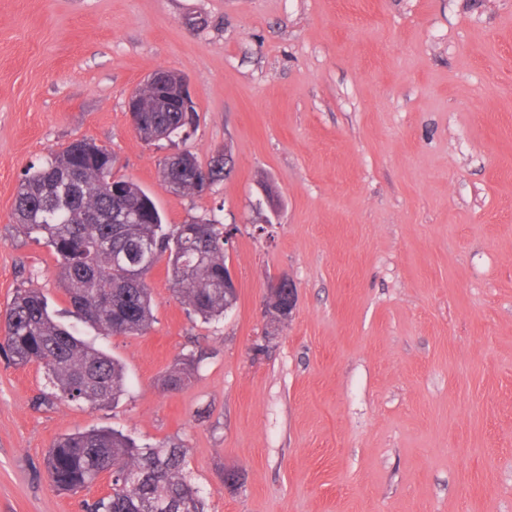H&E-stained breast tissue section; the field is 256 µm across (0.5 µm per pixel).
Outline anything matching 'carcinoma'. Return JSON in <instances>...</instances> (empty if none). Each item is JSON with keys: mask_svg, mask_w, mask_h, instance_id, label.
<instances>
[{"mask_svg": "<svg viewBox=\"0 0 512 512\" xmlns=\"http://www.w3.org/2000/svg\"><path fill=\"white\" fill-rule=\"evenodd\" d=\"M148 126L178 132L183 112H141ZM173 193H203L184 170H172ZM26 235L51 247L56 276L77 316L108 336H135L153 320L146 283L153 264L136 266L148 243L168 255L174 292L187 311L204 321L224 316V225L215 219L167 225L153 199L123 177L112 180V152L77 139L31 167L20 181L12 213ZM0 352L18 366L43 369L50 387L35 406L59 403L106 408L125 391L122 364L78 337L51 313L39 288H20L0 316ZM196 368L186 357L166 377L181 389ZM188 449L176 445L139 446L119 431L89 429L59 437L49 450L53 485L78 493L101 474L112 478L111 494L84 504L85 512H206V503L187 474Z\"/></svg>", "mask_w": 512, "mask_h": 512, "instance_id": "obj_1", "label": "carcinoma"}]
</instances>
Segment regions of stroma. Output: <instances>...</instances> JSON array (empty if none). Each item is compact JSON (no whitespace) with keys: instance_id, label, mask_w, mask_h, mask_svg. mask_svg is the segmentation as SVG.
I'll use <instances>...</instances> for the list:
<instances>
[{"instance_id":"stroma-1","label":"stroma","mask_w":512,"mask_h":512,"mask_svg":"<svg viewBox=\"0 0 512 512\" xmlns=\"http://www.w3.org/2000/svg\"><path fill=\"white\" fill-rule=\"evenodd\" d=\"M159 69L192 92L179 149L232 158L206 194L167 192V144L130 127ZM84 137L166 223L223 224L237 302L203 322L158 263L146 333L82 332L125 366L107 408H36L42 370L0 355V512L107 494L44 463L93 427L188 448L207 512H512V0H0V310L30 286L68 305L12 210L25 169ZM281 276L297 305L268 340ZM284 288H288V296L284 297L285 302L288 304V312H284V315L288 316L287 320L292 317L296 308L297 295L293 284L285 277L270 280L267 284L265 295V311L270 317L271 329L275 328L276 324L283 322V315L278 313L273 306L279 304V295ZM196 368V362L192 357H186L166 377L165 385L171 391L181 389L189 380Z\"/></svg>"}]
</instances>
